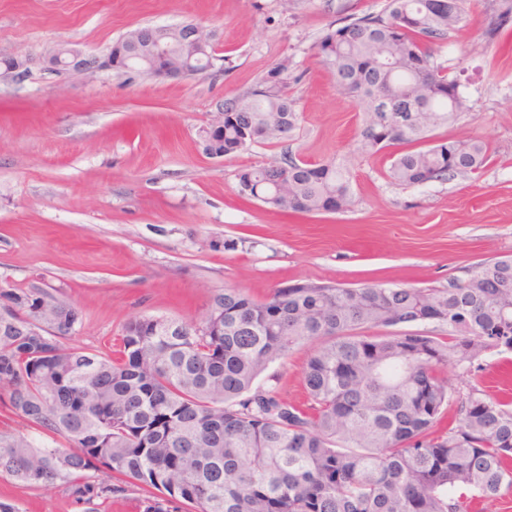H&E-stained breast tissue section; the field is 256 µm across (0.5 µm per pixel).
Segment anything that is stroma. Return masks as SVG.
I'll return each mask as SVG.
<instances>
[{
  "label": "stroma",
  "instance_id": "stroma-1",
  "mask_svg": "<svg viewBox=\"0 0 512 512\" xmlns=\"http://www.w3.org/2000/svg\"><path fill=\"white\" fill-rule=\"evenodd\" d=\"M384 0H0V55L30 58L0 82V284L42 289L82 320L69 343L112 354L140 316L200 321L211 297L263 298L308 280L356 287L444 288L476 263L512 255V21L508 44L486 32L512 0H467L459 33L438 51L471 109L449 133L493 150L477 175L406 188L387 175L390 150L358 148L359 103L316 56L329 24ZM213 31L212 65L180 80L44 70L63 44L105 51L141 26ZM301 115L291 137L232 157L206 156L198 130L280 63ZM292 155L346 165L357 203L288 216L239 196L237 174ZM512 397V352L484 369L447 371ZM21 512H83L62 482L0 478Z\"/></svg>",
  "mask_w": 512,
  "mask_h": 512
}]
</instances>
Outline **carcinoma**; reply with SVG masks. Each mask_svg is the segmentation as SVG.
<instances>
[{
    "label": "carcinoma",
    "instance_id": "cac0c4a2",
    "mask_svg": "<svg viewBox=\"0 0 512 512\" xmlns=\"http://www.w3.org/2000/svg\"><path fill=\"white\" fill-rule=\"evenodd\" d=\"M466 0H385L375 13L329 25L316 55L365 115L363 153L396 148L395 183L421 186L475 174L491 160L478 137L435 136L470 110L460 83L438 64ZM132 30L109 48L118 75H154L177 63L191 75L211 55L177 43L153 59ZM281 63L251 92L224 101V127L200 140L207 156L279 141L298 127ZM241 196L289 215L352 209L349 170L328 160L283 158L246 167ZM432 323L415 331L367 335ZM79 311L43 290L0 288V406L66 448L0 431V476L60 480L85 512L144 491L141 512H463L466 500L512 496V400L481 386L448 387V366L482 369L512 351V265L496 257L446 288L386 282H306L256 299L226 288L198 323L141 316L112 359L64 343ZM312 345L306 402L278 379L257 380L294 349ZM456 423L445 424L448 407Z\"/></svg>",
    "mask_w": 512,
    "mask_h": 512
}]
</instances>
